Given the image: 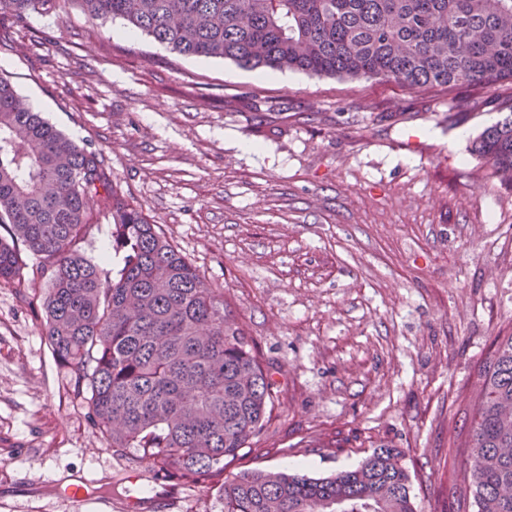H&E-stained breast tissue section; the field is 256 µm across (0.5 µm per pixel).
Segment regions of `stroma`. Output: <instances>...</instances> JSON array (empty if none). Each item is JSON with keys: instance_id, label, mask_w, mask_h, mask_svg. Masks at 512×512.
Segmentation results:
<instances>
[{"instance_id": "35a3bbf8", "label": "stroma", "mask_w": 512, "mask_h": 512, "mask_svg": "<svg viewBox=\"0 0 512 512\" xmlns=\"http://www.w3.org/2000/svg\"><path fill=\"white\" fill-rule=\"evenodd\" d=\"M0 71L224 293L278 388L257 446L225 474L327 477L397 448L419 512L460 503L480 371L512 336V187L470 151L512 81L468 94L182 57L68 5L0 18ZM418 136L408 147L409 136ZM98 214L82 249L122 260ZM45 284L0 282V512H73L45 485L89 484L112 512H222L107 448L42 334ZM137 482H128V474Z\"/></svg>"}]
</instances>
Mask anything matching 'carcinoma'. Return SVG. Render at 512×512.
<instances>
[{"instance_id":"1","label":"carcinoma","mask_w":512,"mask_h":512,"mask_svg":"<svg viewBox=\"0 0 512 512\" xmlns=\"http://www.w3.org/2000/svg\"><path fill=\"white\" fill-rule=\"evenodd\" d=\"M57 0H0L23 19ZM187 57L251 70L394 81L413 91L512 80V0H71ZM509 111L472 142L512 186ZM111 214L125 252L112 274L80 251L93 207ZM0 281L39 259L44 336L117 454L155 458L153 479L217 487L224 512H417L399 450L380 445L328 477L252 470L228 479L260 436L277 391L243 325L196 266L120 195L101 154L24 107L0 72ZM19 240L24 249L10 243ZM462 444L477 512H512V336L498 342Z\"/></svg>"}]
</instances>
